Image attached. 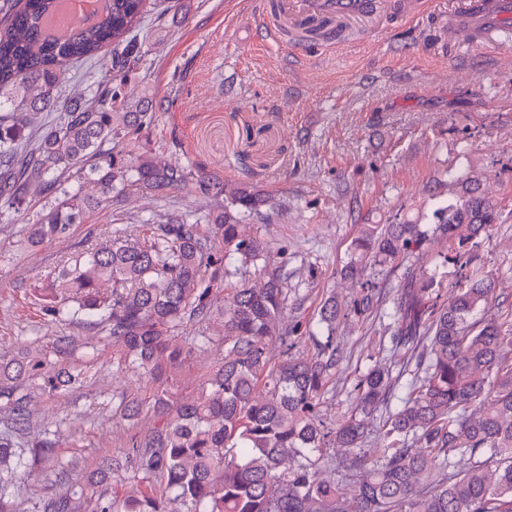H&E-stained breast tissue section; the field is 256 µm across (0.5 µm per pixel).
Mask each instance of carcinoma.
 I'll return each mask as SVG.
<instances>
[{"label":"carcinoma","mask_w":512,"mask_h":512,"mask_svg":"<svg viewBox=\"0 0 512 512\" xmlns=\"http://www.w3.org/2000/svg\"><path fill=\"white\" fill-rule=\"evenodd\" d=\"M144 7L145 0H101L92 20L57 34L47 26L57 0H19L0 23V204L18 209L33 186L58 194L30 225L28 244L66 234L130 189L163 197L192 180L202 195L224 198L207 213L206 232L174 216L141 244L115 239L82 253L48 284L50 322L104 327L116 371L140 369L157 391L154 424L132 437L124 458L101 461L86 484L66 483L46 512H79L101 482L113 484L112 494L98 496L94 512H168L171 500L183 512H512V302L496 318H474L496 296L473 252L503 223V208L472 176L420 220L360 225L344 269L359 293L344 305L325 300L320 337L308 332L314 353H297L303 330L283 324L281 270L264 242L241 229V213L269 204L253 183L194 175L148 152L102 150L154 122L144 98L126 100L120 112L106 107L104 95L69 101L38 138L28 130L29 114L56 106L67 65L97 62L110 47L117 78L143 59ZM68 169L98 194L62 186ZM216 240L222 256L213 252ZM434 240L445 251L430 252ZM416 255L430 261L421 265ZM231 256L258 277L224 294V356L195 398L174 402L173 377L191 351L179 334L217 312ZM367 265L403 268L384 332L389 351L406 360V390L391 407L398 379L376 360L353 383L337 423L324 413L340 361L336 324L367 314L379 299L381 289L360 279ZM82 380V370L43 356L0 361V512H12L25 455L44 461L56 452L48 439L25 438L34 392ZM141 411V401L124 397L115 416L131 420Z\"/></svg>","instance_id":"carcinoma-1"}]
</instances>
